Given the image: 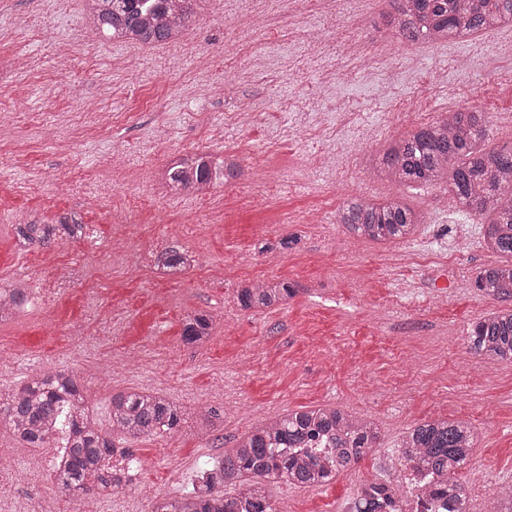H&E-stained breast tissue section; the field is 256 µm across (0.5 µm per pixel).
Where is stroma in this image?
<instances>
[{
    "label": "stroma",
    "instance_id": "obj_1",
    "mask_svg": "<svg viewBox=\"0 0 512 512\" xmlns=\"http://www.w3.org/2000/svg\"><path fill=\"white\" fill-rule=\"evenodd\" d=\"M265 5L270 27L245 36L249 0L232 14L224 0H197L180 43L142 46L95 34L83 0H0V63L30 62L0 81V288L24 280L36 297L0 325V344L77 374L101 428L119 391L157 392L186 411L178 432L127 442L142 462L138 492L61 500L58 512H150L154 497L189 494L204 462L266 418L313 405L374 418L380 448L324 487H272L277 512L347 507L366 478L390 470L404 433L437 415L478 429L462 474L484 472L471 508L485 512L512 481V363L469 357L466 346L471 323L498 308L473 286L497 260L483 246L485 220L456 207L445 186L378 181L364 164L409 132L396 113L434 120L455 89L460 106L491 113V144L511 145L512 40L494 30L449 49H408L385 33L388 0L334 17L319 0ZM351 33L362 50L406 49L412 61L327 78V63H345ZM477 45L460 85L446 53L464 58ZM246 103L260 117L242 127L233 115ZM205 148L235 150L260 186L188 199L156 183L167 152ZM130 190L155 205L131 238L111 212L116 192ZM395 195L427 216L408 241L357 240L336 222L348 199ZM65 219L87 224L90 244L19 249L18 225ZM157 242L192 252L197 265L175 279L130 267L129 248ZM420 253L429 262L411 264ZM74 268L91 287H55ZM257 278L296 293L271 310L241 309L239 283ZM199 313L222 317L202 346L181 336ZM210 408L220 417L207 429ZM0 451V512H31L53 482L29 478L36 451L19 450L2 419Z\"/></svg>",
    "mask_w": 512,
    "mask_h": 512
}]
</instances>
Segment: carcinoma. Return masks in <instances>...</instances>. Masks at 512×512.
I'll return each mask as SVG.
<instances>
[{
    "label": "carcinoma",
    "instance_id": "cac0c4a2",
    "mask_svg": "<svg viewBox=\"0 0 512 512\" xmlns=\"http://www.w3.org/2000/svg\"><path fill=\"white\" fill-rule=\"evenodd\" d=\"M194 0H85L86 21L109 39L135 44L170 43L192 21ZM384 26L404 42L447 44L479 31L512 22V0H390ZM491 116L471 108L442 113L435 121L394 140L367 160L374 177L399 185L444 184L452 201L488 219L487 250L508 257L484 267L474 287L492 301H512V146H485ZM240 170L239 161H224V177L212 178L209 167L192 176L167 164L160 173L169 190L180 193L189 184L206 191L227 183ZM337 223L358 239L392 242L411 237L427 216L414 211L401 196L379 201L351 198L336 214ZM86 225L21 224L17 237L28 247L47 248L78 240ZM195 259L186 251L167 248L155 254L156 269L168 276L182 275ZM283 281L245 280L236 291L244 310L273 309L292 296ZM25 301L22 288L0 293V323L10 319ZM216 318L195 314L186 320L185 341L205 343ZM467 349L493 360L512 362V308H503L476 321L467 336ZM26 448H44L64 435L68 448L58 471L56 494L67 500L93 496L119 485L106 463L116 443L127 438L162 436L180 430L184 410L168 397L146 391L112 395L111 429L100 428L91 415L85 391L76 374L67 370L40 372L23 387L0 397V416ZM380 432L370 418L352 415L336 406L289 412L254 427L224 456L201 472V486L180 498L158 497L151 512H277L268 486L320 488L378 449ZM478 442L476 428L466 421L434 418L411 429L398 445L404 464L421 474L420 488L429 501L444 496L462 502L467 495L456 477L466 467ZM232 487L226 496L221 488ZM399 491L386 483L363 489L361 512L388 508L400 512ZM490 512H512V485L499 489Z\"/></svg>",
    "mask_w": 512,
    "mask_h": 512
}]
</instances>
